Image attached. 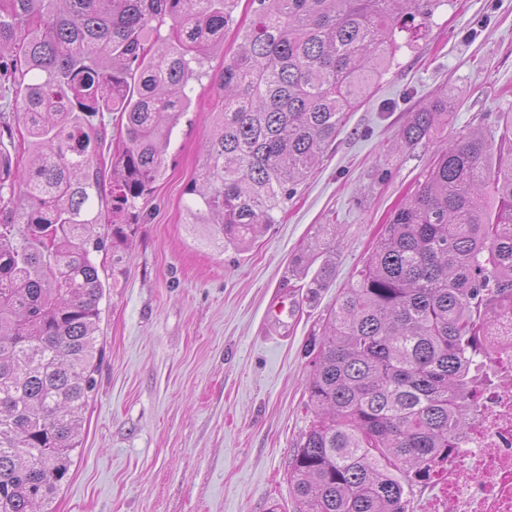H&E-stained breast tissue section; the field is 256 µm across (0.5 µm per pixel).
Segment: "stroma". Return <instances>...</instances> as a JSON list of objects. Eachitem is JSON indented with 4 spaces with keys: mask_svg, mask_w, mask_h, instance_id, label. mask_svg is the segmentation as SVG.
Listing matches in <instances>:
<instances>
[{
    "mask_svg": "<svg viewBox=\"0 0 512 512\" xmlns=\"http://www.w3.org/2000/svg\"><path fill=\"white\" fill-rule=\"evenodd\" d=\"M235 25L192 81L191 107L134 226L120 285L105 288L96 385L55 512H293L289 461L314 413L306 379L336 297L446 143L502 130L512 113V0H449L395 59L250 249L186 222L217 100L211 76ZM448 94L447 121L413 145L403 125ZM335 224L333 249L320 225ZM332 276L312 281L321 266Z\"/></svg>",
    "mask_w": 512,
    "mask_h": 512,
    "instance_id": "stroma-1",
    "label": "stroma"
}]
</instances>
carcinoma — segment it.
I'll list each match as a JSON object with an SVG mask.
<instances>
[{
  "mask_svg": "<svg viewBox=\"0 0 512 512\" xmlns=\"http://www.w3.org/2000/svg\"><path fill=\"white\" fill-rule=\"evenodd\" d=\"M236 2L0 0L13 113L0 121V512H54L95 387L104 283L91 253L112 249L122 272L186 89ZM249 2L187 188L199 200L186 223L209 225L223 249L275 223L386 71L396 33L446 0ZM449 106L443 94L413 112L400 143L429 136ZM106 112L126 135L110 173ZM507 307L512 127L496 146L480 131L449 143L337 296L307 379L315 419L289 462L298 512H406V486L448 461L469 424L487 328Z\"/></svg>",
  "mask_w": 512,
  "mask_h": 512,
  "instance_id": "1",
  "label": "carcinoma"
}]
</instances>
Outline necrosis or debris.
Wrapping results in <instances>:
<instances>
[{
    "mask_svg": "<svg viewBox=\"0 0 512 512\" xmlns=\"http://www.w3.org/2000/svg\"><path fill=\"white\" fill-rule=\"evenodd\" d=\"M474 399L449 468L430 475L445 485L439 506L442 512H512V390L486 384Z\"/></svg>",
    "mask_w": 512,
    "mask_h": 512,
    "instance_id": "obj_1",
    "label": "necrosis or debris"
}]
</instances>
